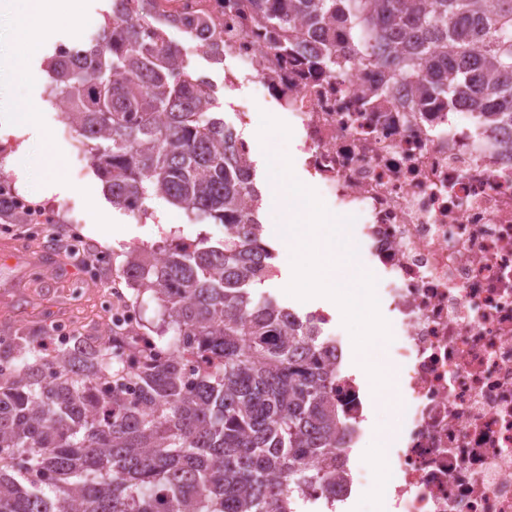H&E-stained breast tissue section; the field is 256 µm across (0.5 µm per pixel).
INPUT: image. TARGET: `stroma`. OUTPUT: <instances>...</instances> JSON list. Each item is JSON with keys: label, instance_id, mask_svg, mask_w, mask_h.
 Returning <instances> with one entry per match:
<instances>
[{"label": "stroma", "instance_id": "1", "mask_svg": "<svg viewBox=\"0 0 512 512\" xmlns=\"http://www.w3.org/2000/svg\"><path fill=\"white\" fill-rule=\"evenodd\" d=\"M190 66L207 74L220 86L219 110L225 122H232L234 107L241 102L249 103L259 111L268 108V101L254 84L225 87L223 67L210 64L199 56L191 57ZM44 90L45 84L41 81L25 85L15 83L0 88V94L6 95L18 106L34 101L41 102L37 134L39 138H48L59 155L62 166L58 177L68 187L67 192L57 196L56 201L84 209L85 233L106 251L111 252L116 263H123L127 251L135 245L155 247L167 238L173 240L182 235L197 238L210 234V225L189 223L182 209L160 198L152 201L155 213L160 217L159 222L140 223L125 211L113 207L105 193L97 191L99 178L93 166H86L81 175H71L68 165L72 146L68 140L57 136V115L49 106L43 105ZM278 222V214L268 213L264 231L266 242L278 249L275 260L278 274L256 285V292L271 295L283 305L292 306L301 312L321 307L319 298L301 301L286 294L285 288L291 281L292 264L290 255L278 248L279 241L275 231ZM4 239L5 234L0 231V329L22 322L33 327L46 325L48 317L42 314V307L61 302L70 304L85 317H96L99 312V297L94 289L83 283L78 269L67 266L49 252L42 258L28 261L26 256L8 248Z\"/></svg>", "mask_w": 512, "mask_h": 512}]
</instances>
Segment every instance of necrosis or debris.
<instances>
[{
    "mask_svg": "<svg viewBox=\"0 0 512 512\" xmlns=\"http://www.w3.org/2000/svg\"><path fill=\"white\" fill-rule=\"evenodd\" d=\"M182 54L217 47L225 84L249 76L288 116L316 190L353 217L364 269L391 333L383 358L399 411L380 482L353 453L369 430L367 401L345 371L349 344L334 316L310 311L336 369L347 420L336 436V489L307 491L310 512H333L364 489L395 512H512V124L475 123L459 101L423 99L384 81L370 59L333 70L307 48L277 51L250 0H133ZM0 140V199L23 218L24 242L62 240L104 302L121 280L86 238L76 207L16 187Z\"/></svg>",
    "mask_w": 512,
    "mask_h": 512,
    "instance_id": "4bbe7bcc",
    "label": "necrosis or debris"
}]
</instances>
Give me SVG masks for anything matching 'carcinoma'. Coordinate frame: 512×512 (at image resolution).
<instances>
[{
    "label": "carcinoma",
    "mask_w": 512,
    "mask_h": 512,
    "mask_svg": "<svg viewBox=\"0 0 512 512\" xmlns=\"http://www.w3.org/2000/svg\"><path fill=\"white\" fill-rule=\"evenodd\" d=\"M276 46L309 38L313 64L365 54L425 97L460 96L484 125L512 118V0H253ZM347 32L336 42V31ZM51 84L93 143L112 204L151 196L198 224L248 223L255 168L224 154L213 84L139 15H112ZM273 259L263 239H197L190 250H133L121 275L174 331L170 354L126 369L82 332L59 345L41 328L0 341V512H298L296 490L336 486L342 428L336 371L310 325L254 293ZM202 371L187 374L183 354Z\"/></svg>",
    "instance_id": "carcinoma-1"
}]
</instances>
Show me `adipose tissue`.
I'll return each instance as SVG.
<instances>
[{"label": "adipose tissue", "instance_id": "adipose-tissue-1", "mask_svg": "<svg viewBox=\"0 0 512 512\" xmlns=\"http://www.w3.org/2000/svg\"><path fill=\"white\" fill-rule=\"evenodd\" d=\"M11 15L10 41L7 51L0 53V71L25 83L37 82V55L48 44L58 28L73 27L77 0H17Z\"/></svg>", "mask_w": 512, "mask_h": 512}]
</instances>
